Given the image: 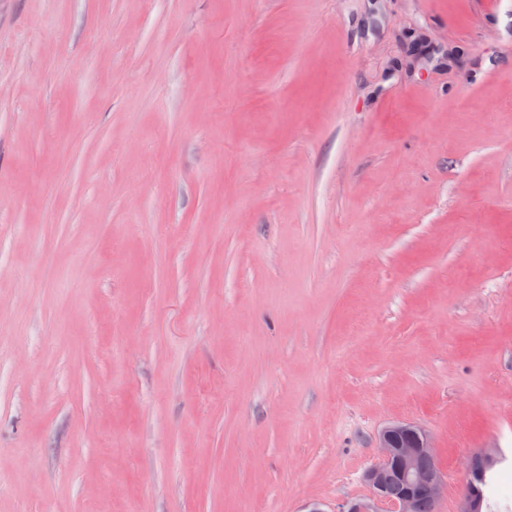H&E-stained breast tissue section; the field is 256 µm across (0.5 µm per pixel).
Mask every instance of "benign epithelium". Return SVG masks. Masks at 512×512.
Masks as SVG:
<instances>
[{
	"label": "benign epithelium",
	"mask_w": 512,
	"mask_h": 512,
	"mask_svg": "<svg viewBox=\"0 0 512 512\" xmlns=\"http://www.w3.org/2000/svg\"><path fill=\"white\" fill-rule=\"evenodd\" d=\"M378 448L380 460L363 475L368 494L351 502L347 512H417L424 496L431 501L432 512H438L448 479L439 464L431 468L422 465L425 459H436L428 433L412 422H394L380 433ZM394 467L400 471L401 481L398 488L390 491L382 476ZM480 502L472 480H467L459 512H477Z\"/></svg>",
	"instance_id": "7a95c632"
}]
</instances>
